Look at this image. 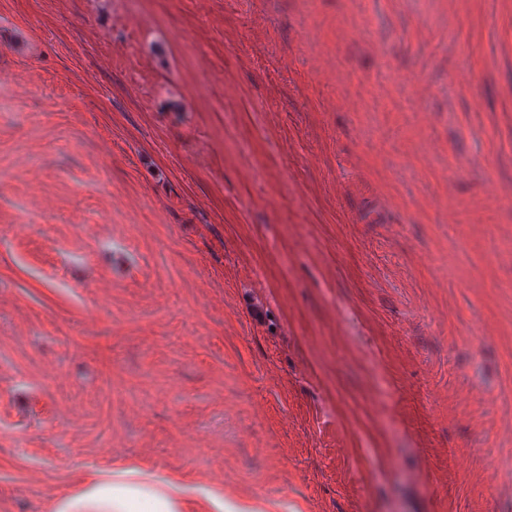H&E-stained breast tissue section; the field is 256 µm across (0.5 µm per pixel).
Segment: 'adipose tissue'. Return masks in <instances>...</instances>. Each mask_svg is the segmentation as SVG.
Instances as JSON below:
<instances>
[{
    "mask_svg": "<svg viewBox=\"0 0 512 512\" xmlns=\"http://www.w3.org/2000/svg\"><path fill=\"white\" fill-rule=\"evenodd\" d=\"M51 512H255L248 505L225 501L211 489L189 498L176 476H156L140 467H117L78 480L64 495L55 497Z\"/></svg>",
    "mask_w": 512,
    "mask_h": 512,
    "instance_id": "adipose-tissue-1",
    "label": "adipose tissue"
}]
</instances>
